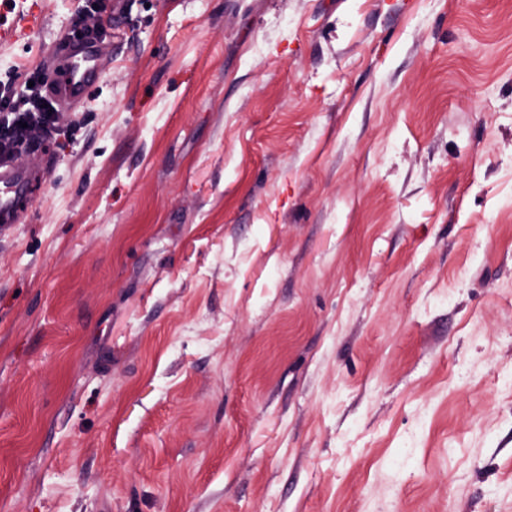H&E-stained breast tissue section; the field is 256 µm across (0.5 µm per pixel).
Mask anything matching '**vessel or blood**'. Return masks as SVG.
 Segmentation results:
<instances>
[{
	"label": "vessel or blood",
	"instance_id": "1",
	"mask_svg": "<svg viewBox=\"0 0 512 512\" xmlns=\"http://www.w3.org/2000/svg\"><path fill=\"white\" fill-rule=\"evenodd\" d=\"M106 61L102 41L81 39L62 53L49 58L48 65L56 74L51 93L61 109L80 106L88 90L98 83ZM52 166L49 155H33L29 164L16 165L0 161V223H18L22 203L30 198L38 179L44 178Z\"/></svg>",
	"mask_w": 512,
	"mask_h": 512
}]
</instances>
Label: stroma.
<instances>
[{
  "label": "stroma",
  "instance_id": "obj_1",
  "mask_svg": "<svg viewBox=\"0 0 512 512\" xmlns=\"http://www.w3.org/2000/svg\"><path fill=\"white\" fill-rule=\"evenodd\" d=\"M89 1L0 512H512V0H0V80ZM106 55L101 40L82 38L49 58L47 67L57 73L50 91L61 109L73 110L83 103L88 90L100 80Z\"/></svg>",
  "mask_w": 512,
  "mask_h": 512
}]
</instances>
